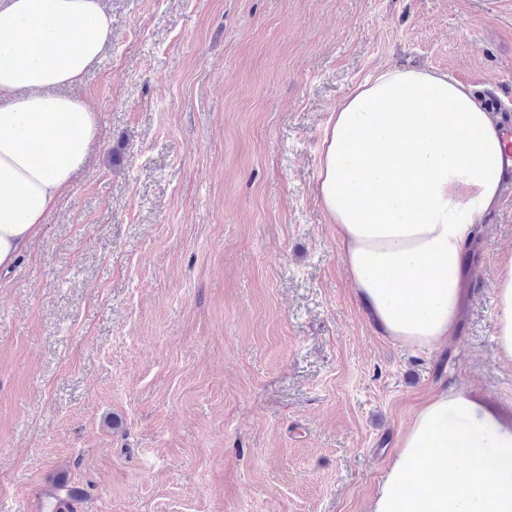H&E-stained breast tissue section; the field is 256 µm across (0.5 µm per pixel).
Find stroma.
I'll return each mask as SVG.
<instances>
[{
  "label": "stroma",
  "instance_id": "stroma-1",
  "mask_svg": "<svg viewBox=\"0 0 512 512\" xmlns=\"http://www.w3.org/2000/svg\"><path fill=\"white\" fill-rule=\"evenodd\" d=\"M77 93L89 162L0 274V512H368L416 408L465 389L512 427L479 225L456 336L369 321L314 195L331 111L375 69L512 95V0H103Z\"/></svg>",
  "mask_w": 512,
  "mask_h": 512
}]
</instances>
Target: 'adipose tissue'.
Wrapping results in <instances>:
<instances>
[{
	"label": "adipose tissue",
	"instance_id": "adipose-tissue-1",
	"mask_svg": "<svg viewBox=\"0 0 512 512\" xmlns=\"http://www.w3.org/2000/svg\"><path fill=\"white\" fill-rule=\"evenodd\" d=\"M112 42L102 0H0V270L69 191L98 117L72 89ZM508 137L447 73L384 68L332 110L315 196L370 319L430 349L455 335L477 225L497 205ZM512 360V257L495 278ZM370 512H512V428L463 389L431 395L391 455Z\"/></svg>",
	"mask_w": 512,
	"mask_h": 512
}]
</instances>
